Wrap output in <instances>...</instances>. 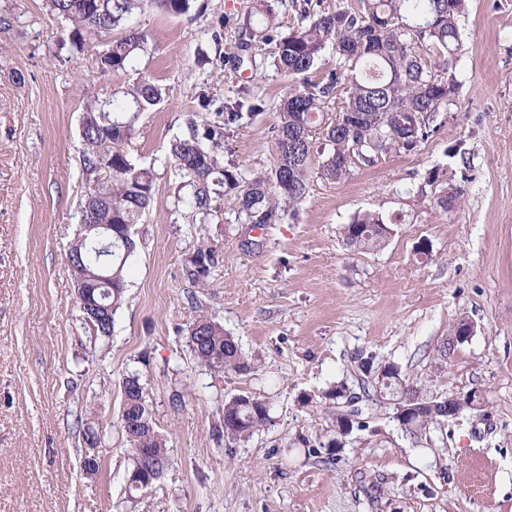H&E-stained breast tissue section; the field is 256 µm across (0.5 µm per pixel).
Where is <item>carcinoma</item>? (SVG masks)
Here are the masks:
<instances>
[{"mask_svg": "<svg viewBox=\"0 0 512 512\" xmlns=\"http://www.w3.org/2000/svg\"><path fill=\"white\" fill-rule=\"evenodd\" d=\"M49 10L69 26L60 46L81 53L96 39L115 29L125 34L106 45L99 55L102 72H126L148 51L147 35L130 27L132 17L150 6L169 14L190 11L193 0H45ZM462 0H362V8L337 6L314 14L304 11L305 26L280 35L272 7L257 0L254 11L237 27L234 65L247 62L257 71L269 64L299 80L282 100L278 121L272 128L273 162L264 172H242L224 166L221 154L224 127L252 123L261 111V100L238 99L217 106L214 120H187L186 134L170 142V171L176 184L175 208L193 227L211 224L226 204L239 224H272L281 213L292 211L306 197L313 166L329 182L347 177L356 165L371 166L393 152H412L429 137L430 120L448 108L445 76L462 50L458 26ZM274 45L270 53L262 46ZM428 49L427 55L416 51ZM336 51L338 64L318 82L308 74L317 67L327 47ZM340 99L336 112L326 103ZM159 85L150 79L116 88L109 104L87 100L81 116V170L86 194L80 203V223L112 225V239H94L85 230L71 243V271L75 287L92 284L98 292H109L105 303L112 310L99 321H90L94 337L112 336L114 315L126 292L129 259L136 253V240L126 235L127 225L139 223L153 202V173L137 166L124 150L135 135L137 117L161 101ZM110 110L112 120L126 126L108 127L101 112ZM325 141L329 151L314 161L315 142ZM393 229L382 215L364 212L342 228L350 249L364 253L385 247ZM219 265L213 247H198L183 267V276L199 287L209 286ZM194 312L190 327L203 336L189 344L197 365L213 374L226 371L247 373L252 366L233 337L192 297ZM365 384L400 397L417 399L413 411L401 412L400 402L391 419L409 438L418 439L430 428L448 424L446 403L458 413L480 411L486 406L482 394L434 395L409 385L394 364L374 366L373 357L362 362ZM388 380L384 384L380 379ZM122 405L119 430L130 449L132 469L127 482L128 498L151 489L161 480L168 461L165 440L154 427L140 377L131 374L121 383ZM269 401L252 393L238 394L224 403V437L244 441L271 421ZM84 444L82 464L89 475L99 472L102 437L81 415H75Z\"/></svg>", "mask_w": 512, "mask_h": 512, "instance_id": "carcinoma-1", "label": "carcinoma"}]
</instances>
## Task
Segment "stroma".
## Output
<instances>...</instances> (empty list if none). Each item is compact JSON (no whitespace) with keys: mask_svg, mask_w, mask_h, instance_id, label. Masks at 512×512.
Here are the masks:
<instances>
[{"mask_svg":"<svg viewBox=\"0 0 512 512\" xmlns=\"http://www.w3.org/2000/svg\"><path fill=\"white\" fill-rule=\"evenodd\" d=\"M253 0H195L183 15L150 7L132 26L148 51L133 71L102 73L94 50L70 57L65 24L44 0H0V512H512V0H466L456 93L428 139L330 183L311 175L295 213L258 228L231 210L195 228L173 211L167 148L197 95L265 103L224 134V161L263 171L271 129L293 89L268 69H223ZM224 36L213 41V21ZM154 79L163 100L141 113L125 150L154 179V205L133 228L125 300L109 341L80 317L66 253L85 193L80 116L87 98ZM455 191L449 211L440 196ZM365 211L395 223L380 251L357 253L342 227ZM428 239L430 257L416 254ZM222 262L195 290L182 268L201 243ZM198 294L251 360L211 374L187 343ZM460 317L474 335L438 348ZM394 363L438 395L480 389L483 413L449 419L446 445L415 441L393 404L363 398L360 362ZM138 375L169 460L156 486L127 498L129 450L116 426L121 382ZM359 396L367 430L337 436L322 395ZM269 399L271 423L217 440L225 400ZM105 443L87 476L74 418Z\"/></svg>","mask_w":512,"mask_h":512,"instance_id":"1","label":"stroma"}]
</instances>
